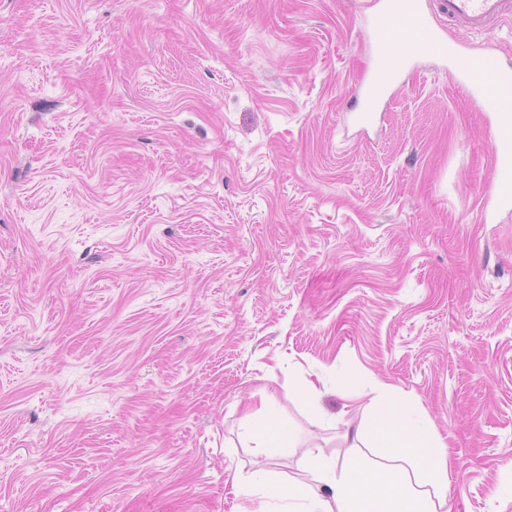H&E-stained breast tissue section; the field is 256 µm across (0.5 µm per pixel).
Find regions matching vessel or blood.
Wrapping results in <instances>:
<instances>
[{"mask_svg": "<svg viewBox=\"0 0 512 512\" xmlns=\"http://www.w3.org/2000/svg\"><path fill=\"white\" fill-rule=\"evenodd\" d=\"M446 16L477 35L512 17V0H437L426 10L421 0H384L369 24L377 39V62L363 98L360 123L373 124L389 90L406 67L424 56L448 61L449 72L467 88L495 129L488 141L495 175L485 190L482 212L512 210V67L492 54L464 51L437 33V16Z\"/></svg>", "mask_w": 512, "mask_h": 512, "instance_id": "1", "label": "vessel or blood"}]
</instances>
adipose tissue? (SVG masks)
<instances>
[{"mask_svg": "<svg viewBox=\"0 0 512 512\" xmlns=\"http://www.w3.org/2000/svg\"><path fill=\"white\" fill-rule=\"evenodd\" d=\"M343 399L362 402L371 414L353 438V453L335 461L310 452V482L288 487L301 512H448L450 480L444 438L401 391L374 383Z\"/></svg>", "mask_w": 512, "mask_h": 512, "instance_id": "1", "label": "adipose tissue"}]
</instances>
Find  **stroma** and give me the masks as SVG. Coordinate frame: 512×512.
<instances>
[{"mask_svg": "<svg viewBox=\"0 0 512 512\" xmlns=\"http://www.w3.org/2000/svg\"><path fill=\"white\" fill-rule=\"evenodd\" d=\"M377 0H0V512H286L270 395L343 459L402 389L451 512H512V213L442 60L361 131ZM445 38L512 66V19ZM315 383L318 395L301 393ZM268 416L264 423L259 424L250 417H244L240 424V436L247 448H252L253 454L257 458H268L275 455L281 447L276 443V439L285 434V431L278 425H270L267 428L266 423L274 416L272 407L267 409Z\"/></svg>", "mask_w": 512, "mask_h": 512, "instance_id": "1", "label": "stroma"}]
</instances>
